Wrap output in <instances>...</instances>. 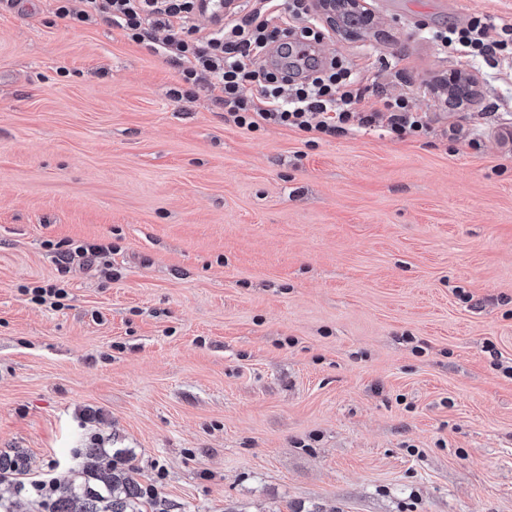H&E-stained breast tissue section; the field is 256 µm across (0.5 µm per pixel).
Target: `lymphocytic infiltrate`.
Wrapping results in <instances>:
<instances>
[{"label":"lymphocytic infiltrate","instance_id":"f902f5d3","mask_svg":"<svg viewBox=\"0 0 512 512\" xmlns=\"http://www.w3.org/2000/svg\"><path fill=\"white\" fill-rule=\"evenodd\" d=\"M56 14L72 25L104 22L116 27L132 42L150 44L179 73L174 99L186 97L191 87L213 80L217 104L226 121L254 132L277 125L317 137L343 136L359 128L384 126L402 139L427 134L424 113L413 110L407 93L385 98L382 109L357 110L361 97L350 67L331 60L329 67L313 63L308 69L274 62L271 69L255 70L254 60L266 57L274 43L297 36L300 42L319 40L322 32L310 18L312 0H290L288 13H280L277 0H256L240 21L206 31L194 24L197 0H56ZM163 39H156V31ZM443 46L467 56L495 58L508 48L501 33L475 17L465 25L434 34Z\"/></svg>","mask_w":512,"mask_h":512}]
</instances>
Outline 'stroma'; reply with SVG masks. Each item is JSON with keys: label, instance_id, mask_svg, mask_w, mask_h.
<instances>
[{"label": "stroma", "instance_id": "35a3bbf8", "mask_svg": "<svg viewBox=\"0 0 512 512\" xmlns=\"http://www.w3.org/2000/svg\"><path fill=\"white\" fill-rule=\"evenodd\" d=\"M366 3L317 55L428 135L246 131L121 30L0 0V450L32 477L129 448L173 512H512V58L430 37L512 0ZM72 242H59L55 245L56 256L61 270H66L75 257L87 262H100L112 253V244H79L74 247ZM67 247V248H64Z\"/></svg>", "mask_w": 512, "mask_h": 512}]
</instances>
